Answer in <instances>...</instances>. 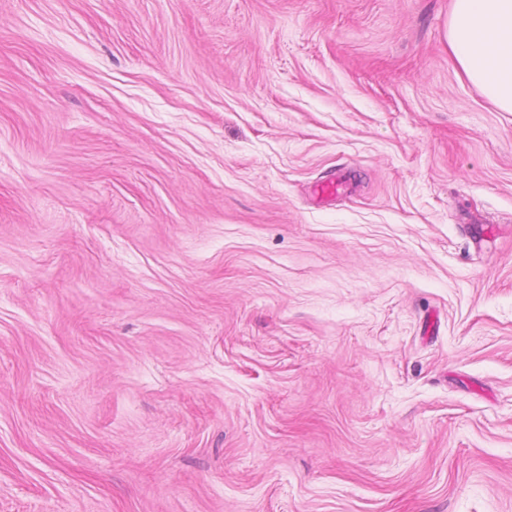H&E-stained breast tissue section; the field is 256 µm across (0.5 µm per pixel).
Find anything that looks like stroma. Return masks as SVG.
Segmentation results:
<instances>
[{
  "instance_id": "1",
  "label": "stroma",
  "mask_w": 512,
  "mask_h": 512,
  "mask_svg": "<svg viewBox=\"0 0 512 512\" xmlns=\"http://www.w3.org/2000/svg\"><path fill=\"white\" fill-rule=\"evenodd\" d=\"M452 6L0 0V512H512Z\"/></svg>"
}]
</instances>
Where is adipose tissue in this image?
Instances as JSON below:
<instances>
[{
    "label": "adipose tissue",
    "mask_w": 512,
    "mask_h": 512,
    "mask_svg": "<svg viewBox=\"0 0 512 512\" xmlns=\"http://www.w3.org/2000/svg\"><path fill=\"white\" fill-rule=\"evenodd\" d=\"M448 45L465 77L512 112V0H453Z\"/></svg>",
    "instance_id": "adipose-tissue-1"
}]
</instances>
